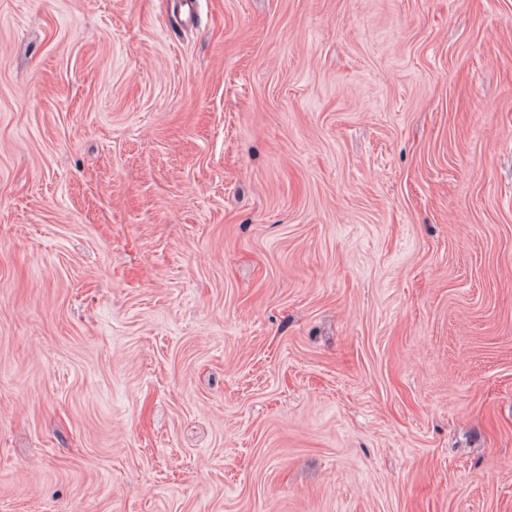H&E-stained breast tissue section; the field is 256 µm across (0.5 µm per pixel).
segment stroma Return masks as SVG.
Returning <instances> with one entry per match:
<instances>
[{
	"instance_id": "1",
	"label": "stroma",
	"mask_w": 512,
	"mask_h": 512,
	"mask_svg": "<svg viewBox=\"0 0 512 512\" xmlns=\"http://www.w3.org/2000/svg\"><path fill=\"white\" fill-rule=\"evenodd\" d=\"M0 512H512V0H0Z\"/></svg>"
}]
</instances>
